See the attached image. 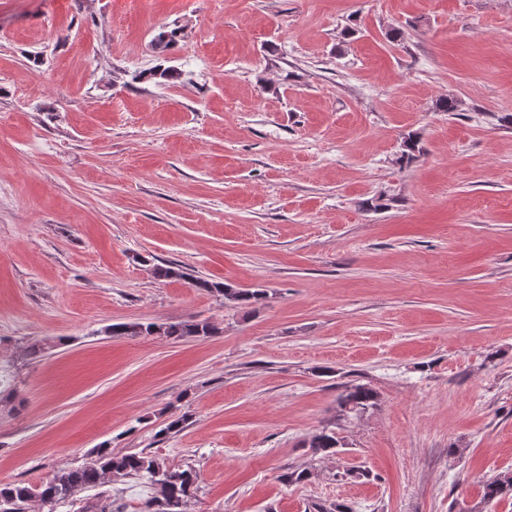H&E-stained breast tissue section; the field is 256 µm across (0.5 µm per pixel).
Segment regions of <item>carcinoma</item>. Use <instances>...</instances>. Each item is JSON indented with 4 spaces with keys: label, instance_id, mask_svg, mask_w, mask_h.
Wrapping results in <instances>:
<instances>
[{
    "label": "carcinoma",
    "instance_id": "obj_1",
    "mask_svg": "<svg viewBox=\"0 0 512 512\" xmlns=\"http://www.w3.org/2000/svg\"><path fill=\"white\" fill-rule=\"evenodd\" d=\"M179 30L162 26L154 37L155 48L166 51L178 41ZM421 152L420 139L415 134L404 138L399 161L409 162ZM191 285L203 291L215 293L235 305L248 308L266 298L259 291L242 290L230 285H220L202 277L191 278ZM113 336H159L169 338L208 337L216 332L213 324L206 320H188L170 323H121L108 327ZM378 404L376 392L365 384L352 383L344 386L336 405L349 408L353 415H363ZM313 455L321 458L340 453L341 441L333 427L325 426L305 441ZM312 472L307 469L287 467L281 480L287 485L309 480ZM146 478L154 489V496L144 503L142 512H185V505L195 490L198 474L192 469L171 468L156 456L141 451L114 452L110 448H99L91 453L83 465L75 469H64L51 478L37 484H0V512H27L33 501L40 503L47 512L66 501L74 502L83 491L98 489L114 478ZM512 492V474L497 475L483 486V497L492 501Z\"/></svg>",
    "mask_w": 512,
    "mask_h": 512
}]
</instances>
